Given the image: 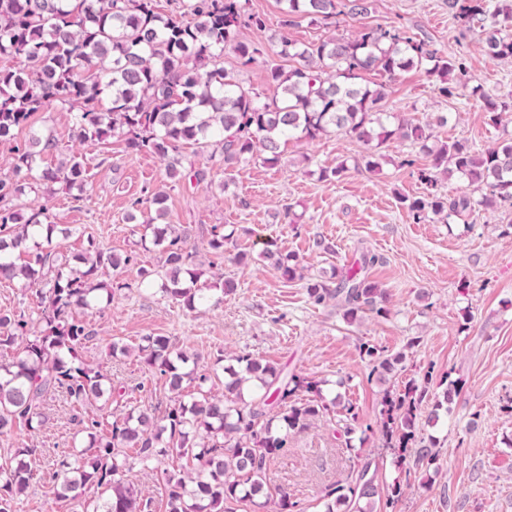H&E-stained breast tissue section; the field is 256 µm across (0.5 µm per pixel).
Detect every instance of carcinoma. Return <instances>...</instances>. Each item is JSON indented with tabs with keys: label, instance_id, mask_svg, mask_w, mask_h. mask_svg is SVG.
<instances>
[{
	"label": "carcinoma",
	"instance_id": "cac0c4a2",
	"mask_svg": "<svg viewBox=\"0 0 512 512\" xmlns=\"http://www.w3.org/2000/svg\"><path fill=\"white\" fill-rule=\"evenodd\" d=\"M280 3L285 27L305 18L321 22L344 16L356 22L373 8V0ZM448 13L464 29L484 32L486 55L512 58V0H448ZM265 26L266 20L250 11L249 0H188L183 13L167 15L156 10L155 0H0V57L16 61L0 68V145L11 142L34 113L54 104L77 109L79 140L103 143L119 137L129 152L168 160L171 179L182 168L173 152L185 144L211 159L221 153L226 166L255 158L274 165L291 139L344 133L376 149L400 139L432 159V168L419 170L426 193L408 206L415 220L430 213L467 217L480 207L512 204V141L480 153L465 139L440 143L433 130L448 124L447 116L422 124L404 112H388L385 84L360 83L371 72L393 77L415 67L439 82L449 98L467 90L483 100L491 121L498 123L509 105L489 99L478 85L468 87L463 59L444 57L430 42L396 26L363 24L349 37L300 45L281 33L278 55L292 62L291 69L270 67V92L260 93L224 68V50H233L241 65L251 64L266 49L239 41V33ZM53 149L51 136L33 134L27 144L10 149L5 165L11 175L0 177V280L40 287L36 318L0 314V349L10 351L0 360V436L18 426L41 427L44 405L61 395L93 453L81 449L60 462L54 495L78 503L81 512H153L154 501L143 498L127 475L136 465L156 469L167 458H183L192 466L163 471L165 512H243L270 505L274 512H292L288 493L268 479L271 461L287 452L293 432L330 413L353 433L356 407L339 395L327 397L325 380L288 378L249 354L235 356V364L224 368V394L213 395L205 389L211 376L185 370L188 359L165 336H147L138 345L143 363L164 379V411L104 398L107 376L83 361L90 331L74 312L93 307L102 296L109 303L115 293L131 288L120 273L132 256L95 247L74 265L64 262L52 249L59 230L48 210L26 213L13 204L31 192L51 194L58 183L87 185V168L78 155L55 168H40L41 158ZM454 175L470 191L446 196L437 189L441 177ZM166 201V192L154 193V214L141 222V246L161 247L163 262L156 272H140L139 284L159 278L160 292L189 312L207 305L217 291L235 293L238 283L232 277L201 280L184 230L157 226L167 214ZM16 251L26 256L21 264L13 257ZM262 256L287 279L296 277L297 269L274 243ZM375 261L364 253L351 267L333 269L331 277L307 284L309 299L315 305L335 302L350 324L367 312L387 316L386 291L360 276ZM107 268L115 272L110 282L102 279ZM360 350L370 366L368 379L380 383L388 382L405 358L369 342ZM186 380L197 382L189 403L182 395ZM458 391L459 382H448L422 425L428 386L410 381L399 390H384L381 441L391 450L395 469H404L409 458L417 468L436 463L437 442L421 431L439 420L438 411ZM272 397L280 405L275 417L267 412ZM36 455L35 448L17 447L0 464V512H13L35 476ZM378 474L364 459L345 482L326 489L324 512H335L338 504L347 505L348 512L395 508L402 484L393 478L382 504ZM88 484L105 489L107 497L83 499Z\"/></svg>",
	"mask_w": 512,
	"mask_h": 512
}]
</instances>
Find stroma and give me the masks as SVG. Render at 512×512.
<instances>
[{"label":"stroma","mask_w":512,"mask_h":512,"mask_svg":"<svg viewBox=\"0 0 512 512\" xmlns=\"http://www.w3.org/2000/svg\"><path fill=\"white\" fill-rule=\"evenodd\" d=\"M250 8L266 18L267 26L242 30L247 43L269 45L281 31L298 43L331 33L306 20L282 28L279 0H250ZM367 22L404 28L429 40L442 55L464 57L471 85L481 86L485 98L512 100V60L489 58L478 32L462 33L449 16L446 0H374ZM385 85L389 111L423 124L449 113L448 125L435 130L440 140L462 138L480 151L512 138V116L493 124L484 99L447 98L420 71L398 73ZM36 132L56 142L43 166L77 154L88 167L85 190L60 185L51 196L21 199L28 206L47 207L53 223L69 228V236L52 244L60 258L75 261L93 243L122 255L134 253L135 268L158 269L159 249L137 245L139 222L131 217V204L163 190L169 223L187 231V244L207 277L231 276L238 283L235 294L194 313L155 288L125 290L108 306L79 310L91 332L82 357L109 375L113 388L140 402L162 401L159 375L136 354L146 336L168 337L202 367L213 366L222 355L246 353L277 363L288 374L328 380L332 393L356 407L358 421L349 438L362 441L365 454L379 460L389 455L375 431L383 387L368 382L359 346L368 341L389 354L401 351L405 358L391 385L426 379L436 385L449 375L460 381L461 390L448 417L433 430L439 440L437 469L407 473L395 512H512V209L478 211L467 225L441 215L416 222L407 202L422 196L418 171L430 160L405 142L384 145L374 173L365 169L370 147L346 135L292 139L281 163L256 160L225 171L185 145L181 154L206 177L199 182L189 175L174 183L156 155L127 152L116 138L106 144L78 141L69 107L35 113L15 141L26 143ZM407 157L412 160L408 166L403 163ZM339 163L347 166L339 180L320 179L321 169ZM217 224L235 231L232 245L221 254L207 245ZM270 240L282 254L294 256L299 279L286 280L262 260ZM318 240L323 248H315ZM365 252L377 257L364 275L387 290L389 314H369L350 325L335 305L312 304L305 283L352 265ZM239 253L246 256L241 265L234 260ZM413 337L419 346L407 348ZM115 341L129 347L127 356L112 357ZM45 414L40 429L20 427L0 437V454L18 445L39 451L36 477L18 499L16 512H73L50 488L57 464L70 456L74 441L86 436L72 423L65 397L50 400ZM349 438L327 421L291 435L287 452L272 461L269 477L287 491L294 512H319L325 488L357 470L359 460L345 446Z\"/></svg>","instance_id":"obj_1"}]
</instances>
